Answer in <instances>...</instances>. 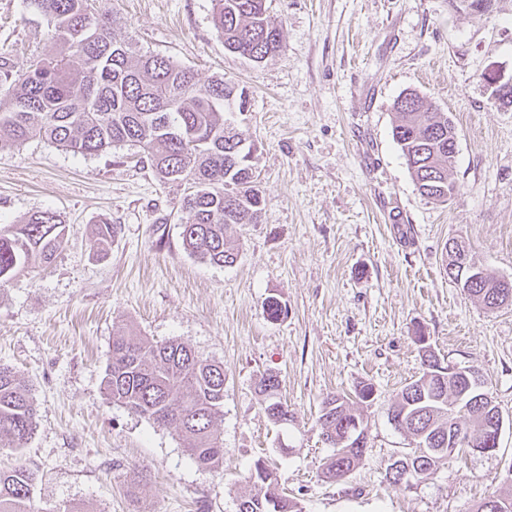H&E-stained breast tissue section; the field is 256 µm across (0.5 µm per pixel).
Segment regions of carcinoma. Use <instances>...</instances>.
<instances>
[{"label": "carcinoma", "mask_w": 512, "mask_h": 512, "mask_svg": "<svg viewBox=\"0 0 512 512\" xmlns=\"http://www.w3.org/2000/svg\"><path fill=\"white\" fill-rule=\"evenodd\" d=\"M106 0H27L46 20L55 52L16 67L0 53V148L32 139L47 140L75 154L92 155L125 143L140 146L152 171L177 185L191 182L181 209L185 250L199 260L230 266L237 253L228 232L236 224H256L265 206L233 115L247 110L245 91L216 78L199 84L188 67L137 50L112 37ZM266 0H215L214 23L224 48L260 62L282 46L280 26L267 14ZM394 141L400 147L420 193L446 202L459 193L451 180L456 126L448 114L424 106L418 94L394 103ZM120 225H94L92 246L105 255ZM68 225L51 211L20 224L0 225V283L52 262L67 242ZM486 310L512 305V289L485 272L466 288ZM423 375L405 385L387 418L410 442L416 435L457 438L468 448H495L488 433L493 397L473 401V381L458 374L439 377V360L424 350ZM105 395L131 413L175 429L197 466L212 471L224 463V441L216 420L224 407V365L199 356L181 340L154 342L116 336L102 379ZM263 410L273 423L289 420L278 399V376L259 381ZM322 437L333 448L322 474L344 480L362 461L364 446L349 429L363 416L345 398L324 399L318 416ZM37 428L31 388L14 368L0 365V443L23 448ZM411 447V469L404 483L434 473L446 456H423ZM253 490L239 500V512H302L280 489L277 475L258 460L248 476ZM37 473L24 464L0 471V512H37L32 491Z\"/></svg>", "instance_id": "carcinoma-1"}]
</instances>
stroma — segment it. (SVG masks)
<instances>
[{
    "label": "stroma",
    "instance_id": "stroma-1",
    "mask_svg": "<svg viewBox=\"0 0 512 512\" xmlns=\"http://www.w3.org/2000/svg\"><path fill=\"white\" fill-rule=\"evenodd\" d=\"M266 5L282 48L254 63L225 49L213 0H107L117 39L249 94L235 126L255 147L266 205L259 223L234 226L233 265L184 249L183 189L156 177L139 146L0 149V224L49 210L69 226L50 265L0 285V364L25 378L38 411L27 447L0 449V469L37 468L43 512H236L261 458L303 512H473L512 494V305L485 310L449 278L445 252L464 240L478 266L512 279V107L484 79L512 78V0L481 12L467 0ZM54 50L26 0H0V52L22 68ZM410 90L457 127L460 194L445 205L420 195L392 138L394 102ZM102 220L121 227L104 258L90 243ZM272 296L287 309L275 321ZM123 333L182 340L223 364L221 469L202 471L173 428L105 396ZM421 335L442 365L486 379L503 427L495 450L463 449L428 479L395 485L385 468L409 445L387 410L423 373ZM268 372L288 426L264 413ZM365 383L363 460L329 482L321 402Z\"/></svg>",
    "mask_w": 512,
    "mask_h": 512
}]
</instances>
